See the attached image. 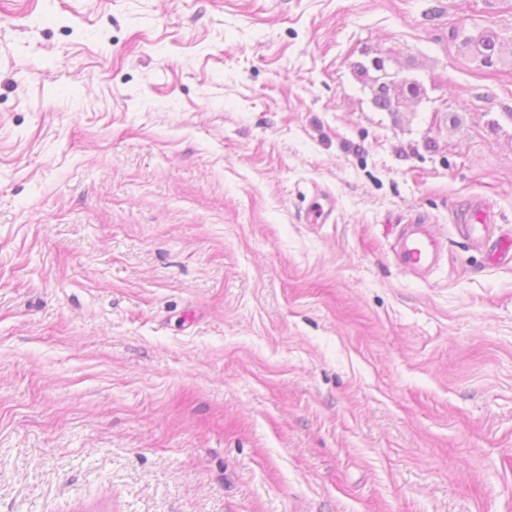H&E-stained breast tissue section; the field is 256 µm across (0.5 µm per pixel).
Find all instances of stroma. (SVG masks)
Listing matches in <instances>:
<instances>
[{
    "label": "stroma",
    "instance_id": "35a3bbf8",
    "mask_svg": "<svg viewBox=\"0 0 512 512\" xmlns=\"http://www.w3.org/2000/svg\"><path fill=\"white\" fill-rule=\"evenodd\" d=\"M476 26L512 0H0V512H512V261L460 231L512 228V55ZM376 56L426 99L378 111ZM453 38L459 41V49L478 62L480 66L491 68L501 59L505 46H512V32L507 36L505 32L492 28H475L474 30H457ZM334 212L335 201L333 197L323 191H317L303 220L307 224H326L331 221ZM494 216L484 206H474L470 223L465 224L466 238L471 247L487 250L495 258L508 255L512 251V234L500 233L496 236ZM444 241L425 224H405L400 230L395 251L406 270L426 279L439 265Z\"/></svg>",
    "mask_w": 512,
    "mask_h": 512
}]
</instances>
